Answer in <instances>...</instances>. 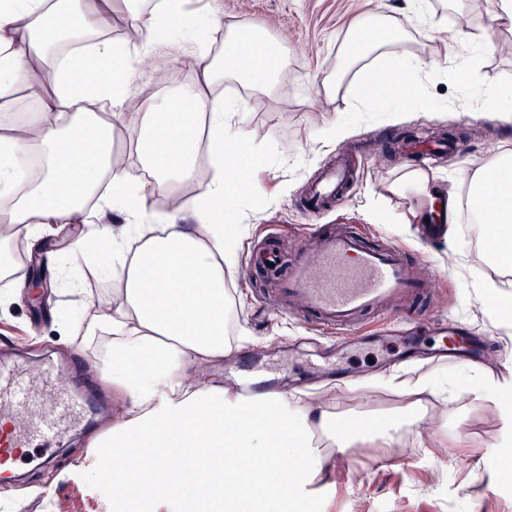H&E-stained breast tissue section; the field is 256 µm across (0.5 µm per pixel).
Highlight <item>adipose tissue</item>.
I'll return each instance as SVG.
<instances>
[{
	"mask_svg": "<svg viewBox=\"0 0 512 512\" xmlns=\"http://www.w3.org/2000/svg\"><path fill=\"white\" fill-rule=\"evenodd\" d=\"M143 35L194 43L193 81L163 96L130 92L138 56L104 37L116 6ZM344 51L347 68L365 77L356 101L391 111L411 101L412 90L433 69L432 61L398 52L406 37L401 23L380 36L358 23ZM248 27L224 31L225 51L211 56L214 24L191 16L186 0H0V97L26 85L36 103L11 136L0 138V225L22 224L40 233L48 224H80L70 258L94 256L121 286L111 298L69 292L90 307L82 344L96 353L95 370L122 388L127 407L113 417L100 441L122 462L103 479H133L120 501L145 512L178 504L180 512H302L313 484L336 475V455L349 448L407 444L437 447L448 425L446 412L461 396L493 401L491 419L512 430V378L497 379L476 367L464 377L382 375L379 386L397 403L368 413L339 406L330 388L317 395L274 393L248 405L234 400L209 368L231 353L224 335V270L241 249L235 228L224 224V205L247 194L252 165L248 137L232 105L214 95L220 79L270 91L278 55ZM135 135L145 175L130 180L112 165V129L92 123L99 112ZM209 169L206 190L184 202L182 213L146 223L149 200L172 193ZM100 199L125 215L120 224H94L81 201L101 183ZM389 192L419 198L407 223L447 215L490 228L486 257L499 272L512 270V151L474 163L464 179L437 181L418 168L405 171ZM351 426L339 430L338 424ZM290 461L281 470V458Z\"/></svg>",
	"mask_w": 512,
	"mask_h": 512,
	"instance_id": "ef3b65f1",
	"label": "adipose tissue"
}]
</instances>
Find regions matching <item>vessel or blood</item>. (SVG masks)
Here are the masks:
<instances>
[{
  "instance_id": "vessel-or-blood-1",
  "label": "vessel or blood",
  "mask_w": 512,
  "mask_h": 512,
  "mask_svg": "<svg viewBox=\"0 0 512 512\" xmlns=\"http://www.w3.org/2000/svg\"><path fill=\"white\" fill-rule=\"evenodd\" d=\"M345 179L344 170L333 168L312 184L310 216H318V203L335 196ZM407 252L398 243L369 244L345 227L327 231L313 248L299 249L281 276V310L289 312L292 303L307 300L321 325L351 337L366 314L403 308L421 296ZM64 373L51 360L33 373L0 364V414L10 420L7 437L0 438L1 470L18 460L21 449L36 443L53 447L67 430L99 414L100 404L73 393Z\"/></svg>"
}]
</instances>
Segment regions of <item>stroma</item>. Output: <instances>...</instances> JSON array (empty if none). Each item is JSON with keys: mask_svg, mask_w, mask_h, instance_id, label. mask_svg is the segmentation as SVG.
Wrapping results in <instances>:
<instances>
[{"mask_svg": "<svg viewBox=\"0 0 512 512\" xmlns=\"http://www.w3.org/2000/svg\"><path fill=\"white\" fill-rule=\"evenodd\" d=\"M404 0H219V28L247 21L257 38L268 42L280 55V66L271 93L246 91L240 82L226 81L218 88L225 100L236 103L241 125L253 140L260 162L250 177L248 196L227 202L226 209L241 228L243 250L238 270L230 275L227 290L233 300L227 322L228 335L248 327L255 342L235 350L231 359L212 366L214 376H224L231 364L246 368L268 363L284 380L307 383L319 358L335 360L336 350L308 314L307 305L294 309L291 318L278 315L272 305H257L253 291L260 275L251 263V252L265 235L274 234L287 247H295L324 224H349L367 238L406 245L409 259L418 269L422 300L430 320L458 323L485 339L478 358L440 356L433 336H425L414 350L404 339L383 335V322L361 328V347L344 356L345 365L363 374L358 396L342 401V408L385 410L395 400L370 388V381L390 367L405 369L409 377L431 373H463L476 364L488 374L512 373V338L499 328L496 313L482 310L475 285L490 270L483 258L466 247L467 231L456 225L451 243L435 240L426 245V225L404 223L403 217L416 199L389 194L375 218H367L372 194L397 180L406 167L414 166L413 139L449 135L457 153L437 155L428 172L438 178L462 177L472 162L502 149L512 150V126L488 120L480 99L467 95V87L512 86V54L488 51L471 67L470 86L459 81L466 55V38L512 43V31L490 30L496 0H465L463 10L443 7L441 0H427L428 14L437 28L419 25L401 48L410 55L436 60L417 90L422 105L403 119L384 112L356 111L357 76L347 75L341 89L326 93L323 81L335 75L343 44L353 35L358 21L376 16L401 18ZM183 45L162 43L155 47L151 67L138 68L132 91L138 96L165 93L155 81L166 72L174 83L191 78L181 63ZM347 124L348 137L331 141L326 130L336 122ZM354 173L340 200L327 205L324 214H306L307 183L335 163ZM459 253L449 263L447 248ZM81 314L64 285L34 319L29 303L15 295L9 281L0 279V359L31 369L52 357L65 364L89 361L91 350L62 338V324L77 326ZM84 391L96 398L105 412L92 431L67 435L54 452L51 466L34 469L30 456L18 461L19 496L0 486V512H118L119 501L86 455L95 433L109 423L108 413L120 400L119 393L97 378L81 379ZM484 405L463 397L448 414L449 455L437 456L419 448H353L345 458L334 484H316L310 498L311 512H512V478H498L512 458V447H503L500 426L489 421Z\"/></svg>", "mask_w": 512, "mask_h": 512, "instance_id": "stroma-1", "label": "stroma"}]
</instances>
